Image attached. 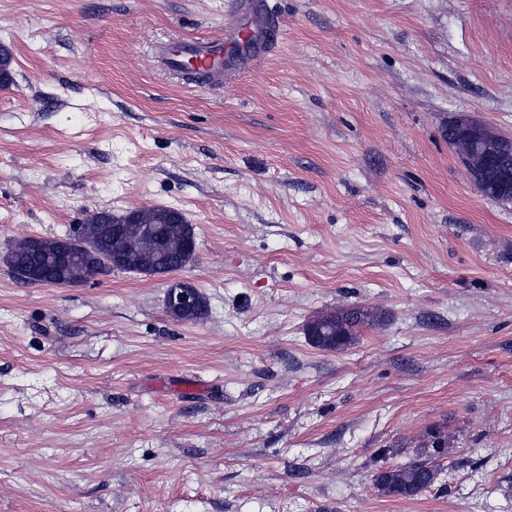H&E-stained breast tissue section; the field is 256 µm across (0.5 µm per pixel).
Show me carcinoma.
<instances>
[{
    "label": "carcinoma",
    "instance_id": "carcinoma-1",
    "mask_svg": "<svg viewBox=\"0 0 512 512\" xmlns=\"http://www.w3.org/2000/svg\"><path fill=\"white\" fill-rule=\"evenodd\" d=\"M169 209L160 208L155 216L162 218L161 232L173 242L163 254L151 258V262L160 267V271L171 273L184 268L194 255L193 249L182 253L176 241L179 228L175 218L168 216ZM56 239L39 240L40 248L34 249L27 244L18 245L8 252V264L18 280L29 284L27 275L34 273L41 283L55 286H79L97 277L105 276L125 267L110 264L112 259V229H107L99 246L95 259H79L68 268L52 254ZM384 321L382 313L372 308L353 306L324 313L315 317L306 325L309 342L322 350H341L352 345L361 329L378 326ZM448 447V436L439 430L430 433V438L420 448L414 449V457L409 461L382 468L373 475V485L385 496L413 497L431 487L438 479L439 469L433 461L444 456Z\"/></svg>",
    "mask_w": 512,
    "mask_h": 512
}]
</instances>
